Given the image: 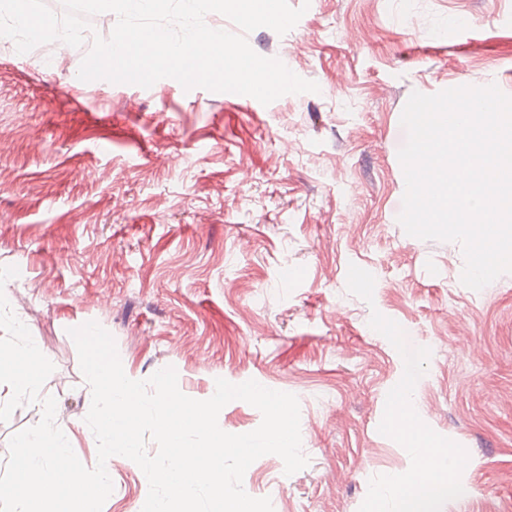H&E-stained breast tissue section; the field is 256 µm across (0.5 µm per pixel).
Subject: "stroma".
<instances>
[{
  "label": "stroma",
  "instance_id": "stroma-1",
  "mask_svg": "<svg viewBox=\"0 0 512 512\" xmlns=\"http://www.w3.org/2000/svg\"><path fill=\"white\" fill-rule=\"evenodd\" d=\"M285 35L248 36L318 92L264 105L171 78L81 81L91 48L0 39V266L10 307L55 370L42 396L86 467L91 390L69 329L114 337L126 375L171 366L187 396L256 380L300 403L308 464L258 458L243 487L274 512H358L407 451L378 431L403 359L372 311L429 348L420 418L469 454L441 512H512V273L475 291L460 244L407 235L400 118L412 93L496 84L512 96V0H289ZM374 275L373 303L347 290ZM102 512H142L148 482L110 458Z\"/></svg>",
  "mask_w": 512,
  "mask_h": 512
}]
</instances>
